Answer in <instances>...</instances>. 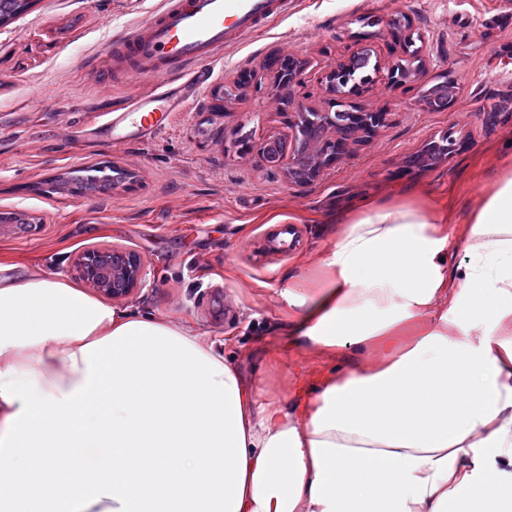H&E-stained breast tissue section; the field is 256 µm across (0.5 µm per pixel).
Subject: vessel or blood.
Listing matches in <instances>:
<instances>
[{
  "instance_id": "1",
  "label": "vessel or blood",
  "mask_w": 512,
  "mask_h": 512,
  "mask_svg": "<svg viewBox=\"0 0 512 512\" xmlns=\"http://www.w3.org/2000/svg\"><path fill=\"white\" fill-rule=\"evenodd\" d=\"M291 0H164L151 19L130 29L112 47L114 56L139 63V74L152 78L155 90L135 99L112 118L113 127L132 126L151 137L170 113L183 111L190 97L175 91L174 78L188 74L189 85L202 87L210 61L224 49L287 15Z\"/></svg>"
}]
</instances>
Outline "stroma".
Wrapping results in <instances>:
<instances>
[{"label": "stroma", "mask_w": 512, "mask_h": 512, "mask_svg": "<svg viewBox=\"0 0 512 512\" xmlns=\"http://www.w3.org/2000/svg\"><path fill=\"white\" fill-rule=\"evenodd\" d=\"M163 0H32L0 25V213L27 218L0 227V258L69 275L94 245L138 252L147 281L128 302L185 319L216 340L266 391L288 396L293 368L330 364L283 350L278 292L304 259L327 248L329 213L365 195L419 185L449 207L474 201L512 153V0H296L288 15L225 49L213 75L169 126L148 140L111 129L113 111L148 92L151 79L112 61V44ZM409 15L423 40V74L403 85L375 74L363 104L384 113L377 134L350 160L309 185L288 184L242 141L288 132L283 93L270 83L238 91L225 112L213 92L273 55L310 62L308 86L323 109L321 72L350 52L376 50L381 65L403 54L388 21ZM454 80L441 112L420 109L425 88ZM453 134L462 147L421 169L410 159ZM133 172L103 194L56 190L54 177L87 164Z\"/></svg>", "instance_id": "obj_1"}]
</instances>
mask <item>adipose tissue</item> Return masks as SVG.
Returning a JSON list of instances; mask_svg holds the SVG:
<instances>
[{
	"mask_svg": "<svg viewBox=\"0 0 512 512\" xmlns=\"http://www.w3.org/2000/svg\"><path fill=\"white\" fill-rule=\"evenodd\" d=\"M449 222L417 186L342 215L278 297L357 360L288 400L186 321L0 275V512H512V158L453 268Z\"/></svg>",
	"mask_w": 512,
	"mask_h": 512,
	"instance_id": "ef3b65f1",
	"label": "adipose tissue"
}]
</instances>
